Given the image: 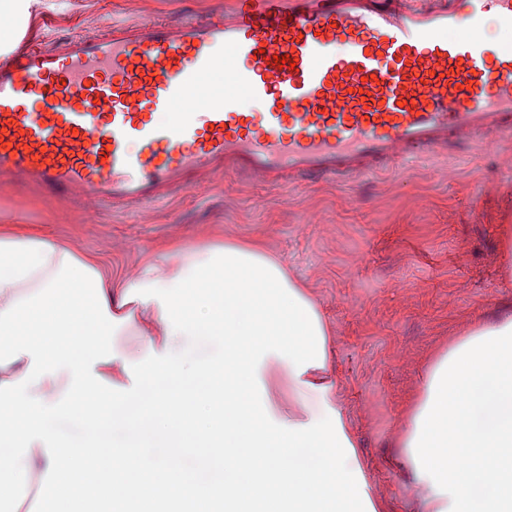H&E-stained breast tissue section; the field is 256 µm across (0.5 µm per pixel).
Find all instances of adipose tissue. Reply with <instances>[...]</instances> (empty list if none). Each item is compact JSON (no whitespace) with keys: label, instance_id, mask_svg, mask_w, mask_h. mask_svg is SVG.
Segmentation results:
<instances>
[{"label":"adipose tissue","instance_id":"1","mask_svg":"<svg viewBox=\"0 0 512 512\" xmlns=\"http://www.w3.org/2000/svg\"><path fill=\"white\" fill-rule=\"evenodd\" d=\"M114 280L63 242L0 232V502L35 473L46 512H371L342 411L316 374L326 326L314 299L257 243L174 245ZM66 332H59V325ZM142 345L118 354L122 327ZM227 337L237 348L197 351ZM287 369L295 403L275 410L263 380ZM78 420L97 436L65 437ZM163 437L215 451L216 481L185 484L178 459L145 468L107 453ZM428 512H512V315L470 324L429 367L403 431Z\"/></svg>","mask_w":512,"mask_h":512}]
</instances>
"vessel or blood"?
I'll return each mask as SVG.
<instances>
[{
    "label": "vessel or blood",
    "instance_id": "vessel-or-blood-1",
    "mask_svg": "<svg viewBox=\"0 0 512 512\" xmlns=\"http://www.w3.org/2000/svg\"><path fill=\"white\" fill-rule=\"evenodd\" d=\"M490 19L511 32L512 0H229L56 48L29 33L0 59V176L135 204L204 168L342 183L508 137L512 42L484 37ZM221 71L223 94L179 111Z\"/></svg>",
    "mask_w": 512,
    "mask_h": 512
}]
</instances>
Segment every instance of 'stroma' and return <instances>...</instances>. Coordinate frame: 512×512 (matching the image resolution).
<instances>
[{
  "label": "stroma",
  "instance_id": "stroma-1",
  "mask_svg": "<svg viewBox=\"0 0 512 512\" xmlns=\"http://www.w3.org/2000/svg\"><path fill=\"white\" fill-rule=\"evenodd\" d=\"M226 0H41L48 42L115 21L219 17ZM23 225L113 277L136 273L167 245L259 242L305 283L328 325L327 370L377 512H426L405 465L402 427L420 377L471 320L512 308L498 264L512 225V143L322 180L205 174L165 202L123 207L0 180V230Z\"/></svg>",
  "mask_w": 512,
  "mask_h": 512
}]
</instances>
